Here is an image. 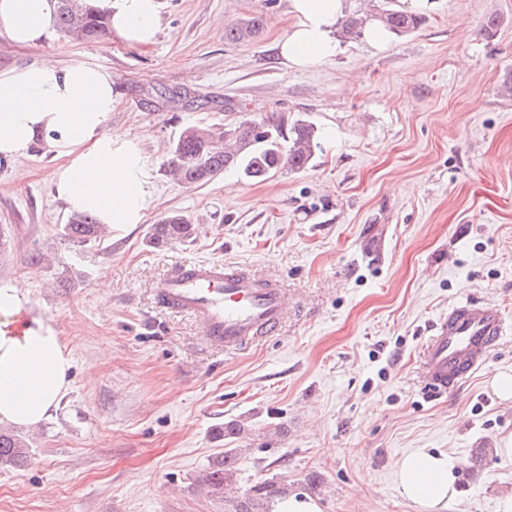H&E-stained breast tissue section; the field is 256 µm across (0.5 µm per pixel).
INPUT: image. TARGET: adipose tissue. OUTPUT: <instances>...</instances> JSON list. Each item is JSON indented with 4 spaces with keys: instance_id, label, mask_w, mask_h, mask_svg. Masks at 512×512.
<instances>
[{
    "instance_id": "obj_1",
    "label": "adipose tissue",
    "mask_w": 512,
    "mask_h": 512,
    "mask_svg": "<svg viewBox=\"0 0 512 512\" xmlns=\"http://www.w3.org/2000/svg\"><path fill=\"white\" fill-rule=\"evenodd\" d=\"M110 35L152 45L162 28L157 0H98ZM294 18L277 49L303 69L333 57V33L343 0H289ZM55 27L50 0H0V35L36 47ZM114 104L109 72L87 63L45 60L0 70V163L9 165L44 146L61 158L54 174L58 199L70 212L94 213L123 229L141 223L155 202L154 166L142 143L108 130ZM73 358L58 331L30 304L16 282L0 284V425L47 421L71 386ZM460 461L416 448L396 469L399 497L421 512H448Z\"/></svg>"
}]
</instances>
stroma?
I'll return each mask as SVG.
<instances>
[{"instance_id": "stroma-1", "label": "stroma", "mask_w": 512, "mask_h": 512, "mask_svg": "<svg viewBox=\"0 0 512 512\" xmlns=\"http://www.w3.org/2000/svg\"><path fill=\"white\" fill-rule=\"evenodd\" d=\"M159 3L147 48L0 37L1 70L51 59L112 74L107 126L142 142L156 196L132 230L77 244L62 234L58 159L35 148L0 165V282L22 283L73 358L55 415L19 430L27 464L0 466V512H224L200 480L230 448L240 491L273 481L321 512H420L395 491L397 464L436 449L460 461L449 512H497L512 495V400L491 382L512 373V333L442 397L417 360L454 302L504 305L512 322V0H430L415 32L382 49L338 41L305 69L276 50L288 0ZM255 14L256 38L225 39ZM273 114L317 127L306 169L262 181L230 169L202 186L168 173L186 128ZM173 211L194 239L152 246L151 225ZM34 250L47 264L28 265ZM200 260L279 280L282 334L228 353L162 308L160 280ZM230 422L240 434L220 436Z\"/></svg>"}]
</instances>
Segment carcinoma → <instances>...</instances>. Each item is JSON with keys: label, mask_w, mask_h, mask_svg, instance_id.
Returning <instances> with one entry per match:
<instances>
[{"label": "carcinoma", "mask_w": 512, "mask_h": 512, "mask_svg": "<svg viewBox=\"0 0 512 512\" xmlns=\"http://www.w3.org/2000/svg\"><path fill=\"white\" fill-rule=\"evenodd\" d=\"M56 26L62 33L95 40L106 35L108 23L93 0H54ZM377 19L397 37L408 35L422 24V18L393 6L388 0ZM368 17L354 12L340 22V37L357 40L363 34ZM263 17L256 15L229 25L226 39L237 43L251 38L263 27ZM318 130L311 123L298 121L288 125L284 118L246 120L222 129L188 128L172 144L168 165L188 185H203L237 169L249 179L263 180L282 169L301 170L307 167L317 147ZM196 225L181 212H172L149 230V243L156 247L192 239ZM64 236L79 244L101 241L103 226L90 213H73L63 225ZM29 456L27 442L12 432L0 431V465L21 466ZM236 449L224 451L202 478L211 496L224 501V512H271L281 488L273 481L251 493L237 487Z\"/></svg>", "instance_id": "carcinoma-1"}]
</instances>
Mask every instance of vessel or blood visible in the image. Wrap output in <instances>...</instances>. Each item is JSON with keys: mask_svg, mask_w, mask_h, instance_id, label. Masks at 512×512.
I'll return each instance as SVG.
<instances>
[{"mask_svg": "<svg viewBox=\"0 0 512 512\" xmlns=\"http://www.w3.org/2000/svg\"><path fill=\"white\" fill-rule=\"evenodd\" d=\"M156 295L162 307L192 316L211 346L227 351L279 335L288 311V294L277 281L218 261L175 268ZM504 332L501 307L477 300L453 303L423 351L424 388L434 395L455 389L486 363Z\"/></svg>", "mask_w": 512, "mask_h": 512, "instance_id": "b4317fda", "label": "vessel or blood"}]
</instances>
